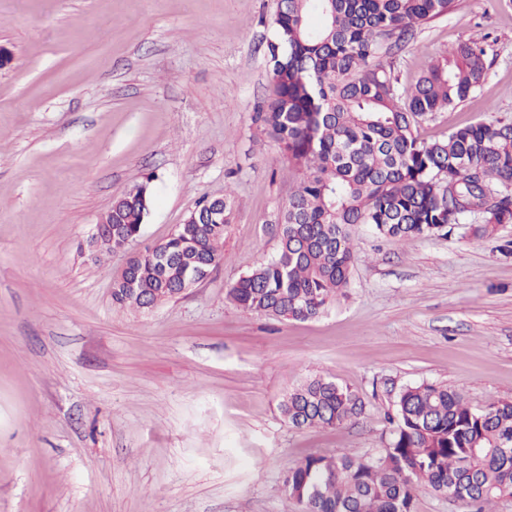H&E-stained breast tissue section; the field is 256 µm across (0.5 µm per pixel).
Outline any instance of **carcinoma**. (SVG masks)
Returning <instances> with one entry per match:
<instances>
[{
	"instance_id": "carcinoma-1",
	"label": "carcinoma",
	"mask_w": 512,
	"mask_h": 512,
	"mask_svg": "<svg viewBox=\"0 0 512 512\" xmlns=\"http://www.w3.org/2000/svg\"><path fill=\"white\" fill-rule=\"evenodd\" d=\"M454 0H284L268 45L272 86L254 121L275 139L301 178L283 207L280 247L227 290L236 306L309 320L350 284L353 229L369 225L395 242L448 233L463 224L483 236L512 224V120L456 127L441 139L419 135L420 120L465 101L483 83L486 51L460 44L418 80L400 86L372 63L445 16ZM153 178L112 204L103 249L136 239L149 214ZM204 199L196 221L127 262L115 304L137 310L180 295L223 259L218 242L232 213ZM482 223L472 224V216ZM293 428L340 426L363 411L348 388L315 376L279 405ZM385 448L375 455L311 454L292 468L284 491L304 512H414L423 492L476 512L512 495V401L481 410L446 385L403 388Z\"/></svg>"
}]
</instances>
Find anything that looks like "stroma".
Listing matches in <instances>:
<instances>
[{
  "mask_svg": "<svg viewBox=\"0 0 512 512\" xmlns=\"http://www.w3.org/2000/svg\"><path fill=\"white\" fill-rule=\"evenodd\" d=\"M278 7L0 0V512H303L289 470L378 453L404 387L445 384L475 409L512 399V224L404 242L361 225L345 296L311 320L228 300L277 252L299 180L253 121ZM466 41L485 46V79L423 138L512 118V0H457L381 61L409 85ZM148 178L140 236L97 251L99 218ZM227 192L208 279L149 310L113 304L132 254ZM315 375L364 413L290 427L279 403Z\"/></svg>",
  "mask_w": 512,
  "mask_h": 512,
  "instance_id": "stroma-1",
  "label": "stroma"
}]
</instances>
